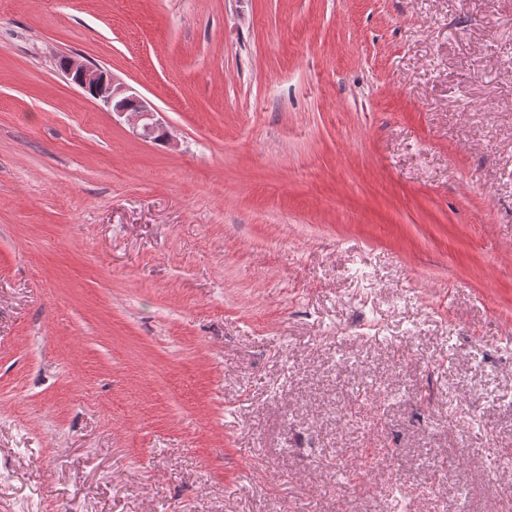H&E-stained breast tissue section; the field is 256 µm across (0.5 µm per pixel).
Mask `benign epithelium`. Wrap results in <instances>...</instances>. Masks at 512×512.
Here are the masks:
<instances>
[{
	"mask_svg": "<svg viewBox=\"0 0 512 512\" xmlns=\"http://www.w3.org/2000/svg\"><path fill=\"white\" fill-rule=\"evenodd\" d=\"M65 74L72 84L101 101L109 111L126 118L142 138L150 139L163 129L157 112L138 95L128 93V89L115 83L104 68L70 56Z\"/></svg>",
	"mask_w": 512,
	"mask_h": 512,
	"instance_id": "benign-epithelium-1",
	"label": "benign epithelium"
}]
</instances>
